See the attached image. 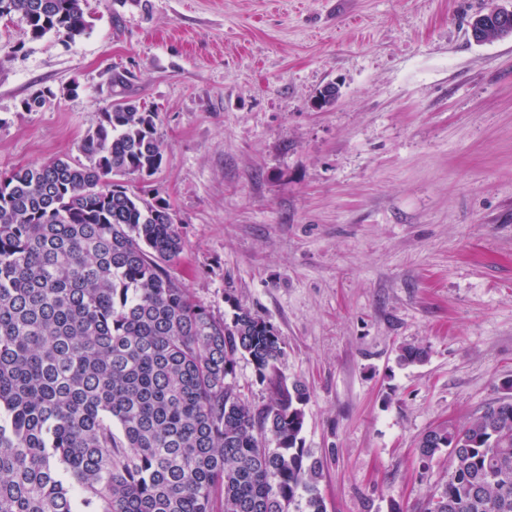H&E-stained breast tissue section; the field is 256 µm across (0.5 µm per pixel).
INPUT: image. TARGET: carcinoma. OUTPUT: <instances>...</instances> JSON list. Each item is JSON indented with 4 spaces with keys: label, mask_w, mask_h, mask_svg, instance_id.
<instances>
[{
    "label": "carcinoma",
    "mask_w": 512,
    "mask_h": 512,
    "mask_svg": "<svg viewBox=\"0 0 512 512\" xmlns=\"http://www.w3.org/2000/svg\"><path fill=\"white\" fill-rule=\"evenodd\" d=\"M15 15L34 39L87 29L84 0H0ZM157 118L112 104L87 163L0 174V512H326L301 437L309 392L280 375L278 329L182 288L170 206L121 181L161 167ZM426 357L402 345L397 362ZM240 359L270 390L258 408L232 381ZM443 448L425 512H512V400L427 431L420 455Z\"/></svg>",
    "instance_id": "1"
}]
</instances>
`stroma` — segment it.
Masks as SVG:
<instances>
[{"label": "stroma", "mask_w": 512, "mask_h": 512, "mask_svg": "<svg viewBox=\"0 0 512 512\" xmlns=\"http://www.w3.org/2000/svg\"><path fill=\"white\" fill-rule=\"evenodd\" d=\"M490 1L512 10L85 0L72 42L0 19V173L84 161L111 104L157 113L163 163L125 183L172 208L183 288L279 330L327 512H423L449 467L423 435L512 399V37L469 34ZM405 344L426 360L399 366Z\"/></svg>", "instance_id": "35a3bbf8"}]
</instances>
